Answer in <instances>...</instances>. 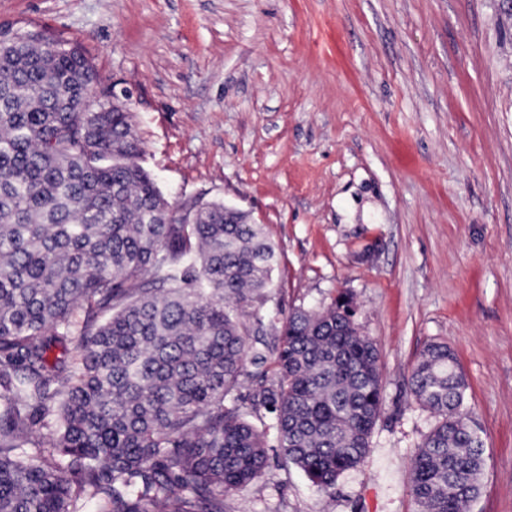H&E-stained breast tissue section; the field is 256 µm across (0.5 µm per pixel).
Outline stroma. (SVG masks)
<instances>
[{
  "instance_id": "1",
  "label": "stroma",
  "mask_w": 512,
  "mask_h": 512,
  "mask_svg": "<svg viewBox=\"0 0 512 512\" xmlns=\"http://www.w3.org/2000/svg\"><path fill=\"white\" fill-rule=\"evenodd\" d=\"M127 89L175 214L221 201L276 245L247 313L276 336L339 293L379 352L369 452L328 491L279 448L224 512H420L437 416L412 370L443 343L485 444L471 512H512V13L501 0H0Z\"/></svg>"
}]
</instances>
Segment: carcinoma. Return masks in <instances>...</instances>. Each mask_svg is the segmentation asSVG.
Masks as SVG:
<instances>
[{"mask_svg": "<svg viewBox=\"0 0 512 512\" xmlns=\"http://www.w3.org/2000/svg\"><path fill=\"white\" fill-rule=\"evenodd\" d=\"M94 74L42 30L0 38V512H224V493L267 466V430L238 404L249 364L277 447L331 488L366 457L383 406L352 297L292 313L272 341L261 319L246 326L278 263L263 225L224 222L222 202L176 219L139 164L132 113L92 101ZM411 385L441 416L411 492L421 512H466L484 441L447 345L426 347Z\"/></svg>", "mask_w": 512, "mask_h": 512, "instance_id": "carcinoma-1", "label": "carcinoma"}]
</instances>
